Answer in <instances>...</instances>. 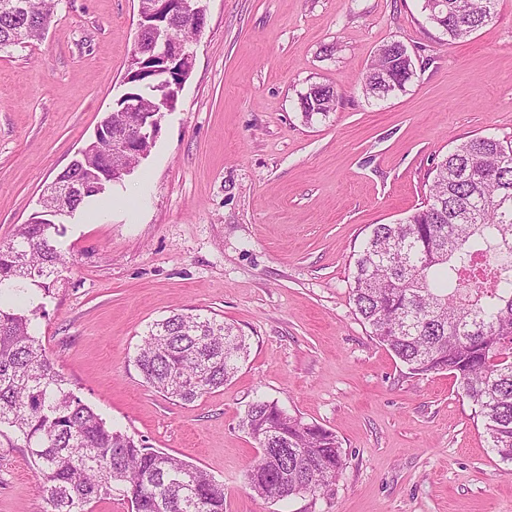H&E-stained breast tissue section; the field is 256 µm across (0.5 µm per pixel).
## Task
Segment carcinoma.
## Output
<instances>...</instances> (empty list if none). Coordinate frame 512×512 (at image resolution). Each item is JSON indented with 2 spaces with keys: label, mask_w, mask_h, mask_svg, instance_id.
Listing matches in <instances>:
<instances>
[{
  "label": "carcinoma",
  "mask_w": 512,
  "mask_h": 512,
  "mask_svg": "<svg viewBox=\"0 0 512 512\" xmlns=\"http://www.w3.org/2000/svg\"><path fill=\"white\" fill-rule=\"evenodd\" d=\"M0 51L41 39L52 0H0ZM422 0V12L447 41L470 36L491 21L496 0ZM206 13L162 14V26L189 44ZM148 22L126 68L129 91L141 112H112V125L134 126L152 112L163 118L175 106L155 107V86L182 81L181 64L152 53ZM415 75L403 43L381 46L363 73L366 97L406 91ZM336 89L312 83L299 97L306 121L326 115ZM61 176L84 185L72 199L78 211L120 181L110 151L98 142ZM56 204L47 199L28 224L0 243V436L28 449L41 478L46 512H91L90 505L119 494L132 512H224V484L203 468L146 445L107 422L69 387L37 340L39 308L23 302L30 286L51 292L66 269L60 233L46 223ZM350 300L363 323L409 373L452 374L478 408L491 451L512 463V142L475 136L432 167L423 205L396 224H377L357 254ZM250 343L216 315L174 313L153 323L134 357L146 383L190 402L224 386L239 372ZM242 426L260 450L245 475L248 489L268 501L314 495L336 482L346 453L336 434L258 397Z\"/></svg>",
  "instance_id": "cac0c4a2"
}]
</instances>
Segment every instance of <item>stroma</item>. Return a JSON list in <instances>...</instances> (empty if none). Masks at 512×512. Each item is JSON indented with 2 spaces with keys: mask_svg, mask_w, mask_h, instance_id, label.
Returning a JSON list of instances; mask_svg holds the SVG:
<instances>
[{
  "mask_svg": "<svg viewBox=\"0 0 512 512\" xmlns=\"http://www.w3.org/2000/svg\"><path fill=\"white\" fill-rule=\"evenodd\" d=\"M194 66L149 156L61 225L67 271L36 336L107 423L224 483V512H512V463L451 375L414 376L349 296L374 225L424 202L430 170L476 135L512 140V0L464 42L420 0H203ZM137 0H58L44 38L0 52V242L40 208L126 92ZM409 50L405 92L360 79L383 44ZM314 82L340 95L305 122ZM214 312L249 336L238 375L184 403L134 364L155 321ZM332 430L334 485L268 502L244 486L256 396ZM36 466L0 437V512H44Z\"/></svg>",
  "mask_w": 512,
  "mask_h": 512,
  "instance_id": "stroma-1",
  "label": "stroma"
}]
</instances>
